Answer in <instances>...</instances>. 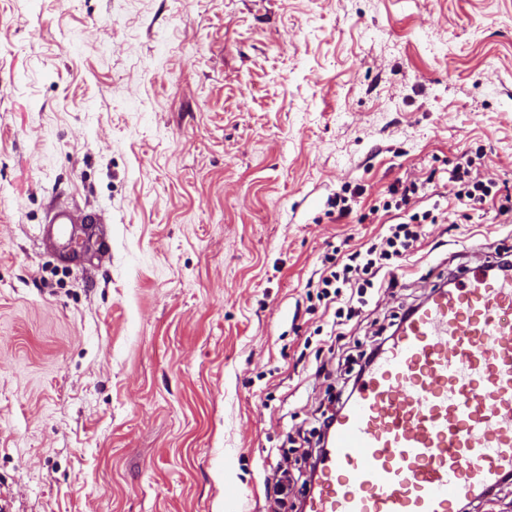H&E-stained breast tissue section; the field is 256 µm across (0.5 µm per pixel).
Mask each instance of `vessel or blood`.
<instances>
[{
  "mask_svg": "<svg viewBox=\"0 0 512 512\" xmlns=\"http://www.w3.org/2000/svg\"><path fill=\"white\" fill-rule=\"evenodd\" d=\"M73 217L46 236L67 246ZM512 475V273L465 267L408 313L340 410L305 512H453Z\"/></svg>",
  "mask_w": 512,
  "mask_h": 512,
  "instance_id": "b4317fda",
  "label": "vessel or blood"
}]
</instances>
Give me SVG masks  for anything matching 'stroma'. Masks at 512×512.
Here are the masks:
<instances>
[{
	"instance_id": "35a3bbf8",
	"label": "stroma",
	"mask_w": 512,
	"mask_h": 512,
	"mask_svg": "<svg viewBox=\"0 0 512 512\" xmlns=\"http://www.w3.org/2000/svg\"><path fill=\"white\" fill-rule=\"evenodd\" d=\"M465 151L512 195V0H0V512H267L282 463L296 512L338 348L512 250ZM406 179L420 250L331 338L307 282ZM472 164V158L463 152L450 171L448 196H453L460 205L481 204L490 193L483 181L472 176ZM70 224H78L70 214L65 212H57L45 229L46 237L58 243L62 248L67 246L70 242L72 228Z\"/></svg>"
}]
</instances>
